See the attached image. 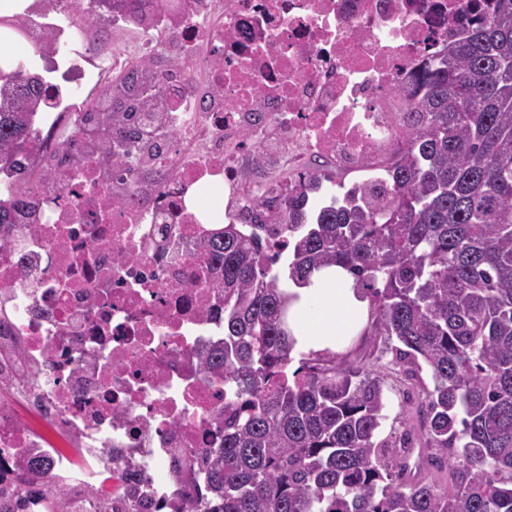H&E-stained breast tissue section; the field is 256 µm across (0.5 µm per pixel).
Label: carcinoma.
Listing matches in <instances>:
<instances>
[{"label": "carcinoma", "mask_w": 512, "mask_h": 512, "mask_svg": "<svg viewBox=\"0 0 512 512\" xmlns=\"http://www.w3.org/2000/svg\"><path fill=\"white\" fill-rule=\"evenodd\" d=\"M149 2L91 5L147 25ZM493 2L420 72L419 120L386 175L316 206L319 183L300 181L204 241L224 289V347L205 365L243 403L224 409L223 447L174 470L182 512H512V0ZM48 86L33 59L0 79V172L24 176ZM116 89L103 125L126 140L116 115L140 85ZM330 267L368 299L364 335L431 375L412 465L409 434L378 439V376L322 354L288 373L285 288ZM136 501L150 512L122 484L112 508Z\"/></svg>", "instance_id": "obj_1"}]
</instances>
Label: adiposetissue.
<instances>
[{
    "label": "adipose tissue",
    "instance_id": "ef3b65f1",
    "mask_svg": "<svg viewBox=\"0 0 512 512\" xmlns=\"http://www.w3.org/2000/svg\"><path fill=\"white\" fill-rule=\"evenodd\" d=\"M295 299L288 310V329L298 353L338 351L365 322L369 302L355 278L332 267L315 273L308 283L289 284Z\"/></svg>",
    "mask_w": 512,
    "mask_h": 512
}]
</instances>
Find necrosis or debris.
<instances>
[{"mask_svg": "<svg viewBox=\"0 0 512 512\" xmlns=\"http://www.w3.org/2000/svg\"><path fill=\"white\" fill-rule=\"evenodd\" d=\"M66 0H32L0 38L64 47L25 182L0 173L19 205L0 241V499L25 512H96L89 488L122 474L176 512L172 467L224 444V376L206 370L224 339V292L207 287L202 244L265 196L322 166L374 172L415 124L416 76L471 0H156L134 50L100 17L98 43L60 23ZM148 72L134 128L155 143L88 135L117 78ZM51 482L62 490L53 497Z\"/></svg>", "mask_w": 512, "mask_h": 512, "instance_id": "necrosis-or-debris-1", "label": "necrosis or debris"}]
</instances>
